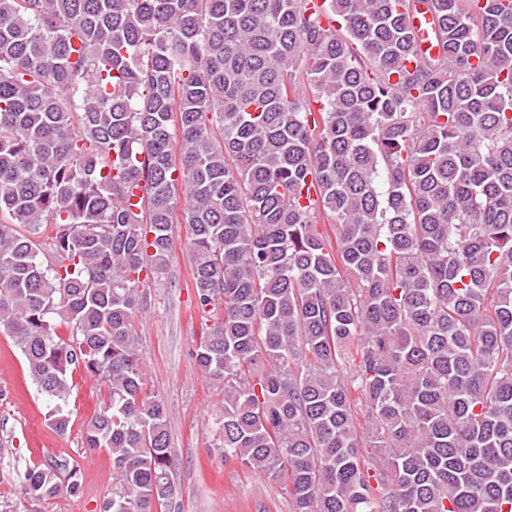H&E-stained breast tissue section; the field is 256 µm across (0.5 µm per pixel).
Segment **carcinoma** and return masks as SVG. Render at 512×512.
Instances as JSON below:
<instances>
[{"mask_svg": "<svg viewBox=\"0 0 512 512\" xmlns=\"http://www.w3.org/2000/svg\"><path fill=\"white\" fill-rule=\"evenodd\" d=\"M175 223L224 459L291 512H512V0H0V332L56 432L107 388L100 512L175 492L138 348Z\"/></svg>", "mask_w": 512, "mask_h": 512, "instance_id": "1", "label": "carcinoma"}]
</instances>
